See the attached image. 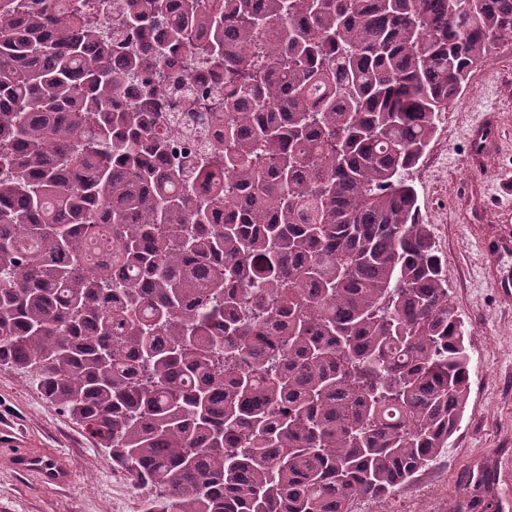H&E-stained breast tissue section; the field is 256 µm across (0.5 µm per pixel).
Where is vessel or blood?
I'll list each match as a JSON object with an SVG mask.
<instances>
[{
    "label": "vessel or blood",
    "instance_id": "vessel-or-blood-1",
    "mask_svg": "<svg viewBox=\"0 0 512 512\" xmlns=\"http://www.w3.org/2000/svg\"><path fill=\"white\" fill-rule=\"evenodd\" d=\"M0 457L8 459L17 471L34 475L45 484L60 486L72 480L66 460H44L42 451L30 448L29 438L17 419L5 414L0 415Z\"/></svg>",
    "mask_w": 512,
    "mask_h": 512
}]
</instances>
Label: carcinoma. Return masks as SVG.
Segmentation results:
<instances>
[{
    "label": "carcinoma",
    "mask_w": 512,
    "mask_h": 512,
    "mask_svg": "<svg viewBox=\"0 0 512 512\" xmlns=\"http://www.w3.org/2000/svg\"><path fill=\"white\" fill-rule=\"evenodd\" d=\"M113 2L104 27L0 0V365L158 512L391 495L448 447L471 363L409 175L512 0ZM156 23L166 48L113 52ZM195 64L218 166L163 167L154 101Z\"/></svg>",
    "instance_id": "obj_1"
}]
</instances>
